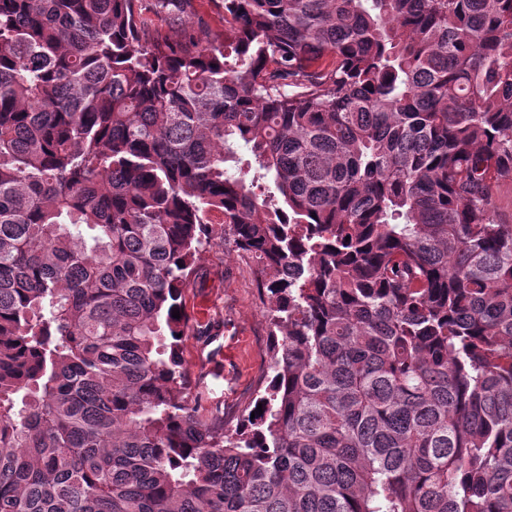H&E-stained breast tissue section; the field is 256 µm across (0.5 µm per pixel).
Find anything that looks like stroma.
I'll return each instance as SVG.
<instances>
[{"instance_id":"obj_1","label":"stroma","mask_w":512,"mask_h":512,"mask_svg":"<svg viewBox=\"0 0 512 512\" xmlns=\"http://www.w3.org/2000/svg\"><path fill=\"white\" fill-rule=\"evenodd\" d=\"M258 279L251 254L210 244L185 290L191 332L184 358L192 393L203 406H221L230 421L251 405L270 362L267 298Z\"/></svg>"}]
</instances>
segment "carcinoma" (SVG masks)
Segmentation results:
<instances>
[{
	"instance_id": "cac0c4a2",
	"label": "carcinoma",
	"mask_w": 512,
	"mask_h": 512,
	"mask_svg": "<svg viewBox=\"0 0 512 512\" xmlns=\"http://www.w3.org/2000/svg\"><path fill=\"white\" fill-rule=\"evenodd\" d=\"M221 5L0 0V512H512V0ZM214 240L268 299L234 425ZM220 0H196L195 7L199 15L209 24V34L214 35L224 30V13L218 7ZM257 270L255 258L231 243L206 245L185 290L191 332L183 351L192 394L235 422L253 407L270 362L267 297Z\"/></svg>"
}]
</instances>
